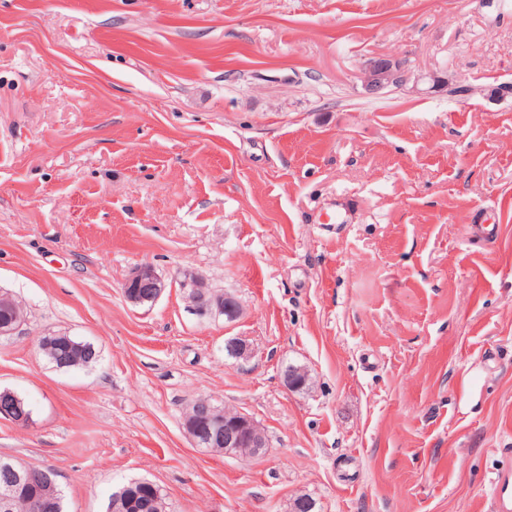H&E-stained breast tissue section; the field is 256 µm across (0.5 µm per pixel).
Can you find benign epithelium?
I'll use <instances>...</instances> for the list:
<instances>
[{
	"label": "benign epithelium",
	"instance_id": "1",
	"mask_svg": "<svg viewBox=\"0 0 512 512\" xmlns=\"http://www.w3.org/2000/svg\"><path fill=\"white\" fill-rule=\"evenodd\" d=\"M364 89L371 94L386 91L418 90L417 82L412 80L405 62L386 55H377L368 59L362 69ZM192 307L206 315L213 312L227 313L229 318L237 316L236 303L224 296H215L199 277H186L180 281ZM166 285L150 264H140L132 269L123 284L126 299L137 305L148 301L155 302L165 290ZM0 307L14 310V319L0 327L1 336L18 333L27 321L24 307L17 306V299L7 292H0ZM224 348L235 359L246 360L252 356L248 343L238 337L224 340ZM284 384L291 390L303 391L309 388V371L300 366L288 365L282 370ZM185 431L196 448H222L226 454L241 456H259L266 452L268 439L264 430L248 414L223 407L212 406L209 399L198 400L197 410L184 416ZM3 471V485L0 486V508L8 512L12 507V494L15 486L27 480L33 468H14L6 464Z\"/></svg>",
	"mask_w": 512,
	"mask_h": 512
}]
</instances>
